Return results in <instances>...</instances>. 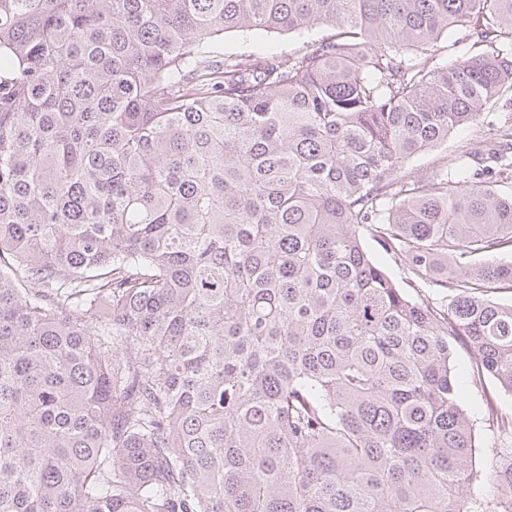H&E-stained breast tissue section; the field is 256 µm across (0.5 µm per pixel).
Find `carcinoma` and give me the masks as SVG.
I'll use <instances>...</instances> for the list:
<instances>
[{
    "label": "carcinoma",
    "mask_w": 512,
    "mask_h": 512,
    "mask_svg": "<svg viewBox=\"0 0 512 512\" xmlns=\"http://www.w3.org/2000/svg\"><path fill=\"white\" fill-rule=\"evenodd\" d=\"M496 255L512 0H0V512H512ZM259 49L270 51L294 52L302 49V45L294 36L288 34H259L255 36H242L235 32H229L224 35V40L217 43L210 51L209 55L214 63L219 64L224 61V55L230 53L250 54ZM476 132H468L466 134H454L448 139V145H444L428 154L421 155L413 160L414 165L424 169L433 165H448V169H453L457 165L458 154L456 152V146L460 143V140H466L475 137ZM453 361L459 377L463 406L467 409L474 425L476 445L479 447L475 462L477 467L486 466L492 458V450L497 441L496 427L488 420L490 400L498 413L512 414V395L502 391L494 380L486 378L482 385L475 386L469 377L471 357L467 349L456 345ZM494 415V418H495Z\"/></svg>",
    "instance_id": "1"
}]
</instances>
